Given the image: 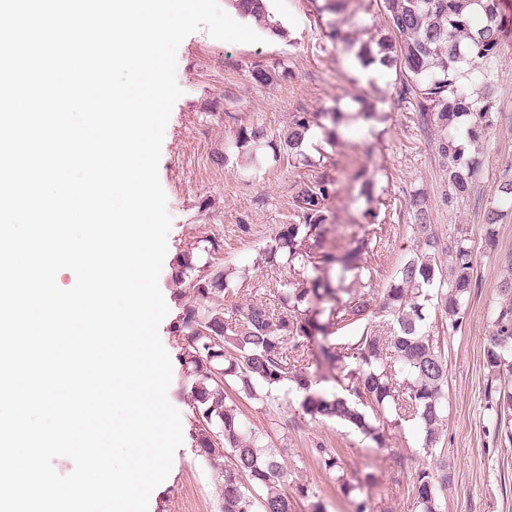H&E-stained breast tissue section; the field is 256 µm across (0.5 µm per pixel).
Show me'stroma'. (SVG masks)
I'll use <instances>...</instances> for the list:
<instances>
[{"label":"stroma","instance_id":"stroma-1","mask_svg":"<svg viewBox=\"0 0 512 512\" xmlns=\"http://www.w3.org/2000/svg\"><path fill=\"white\" fill-rule=\"evenodd\" d=\"M270 8L284 36L269 37L264 44L228 43L201 29L178 48L176 78L183 94L172 109L159 165L172 217L168 250L175 253L201 239H219L224 245L221 264L248 273L240 302H272L279 283L258 268V252L279 225L293 221L289 201L296 181L317 170L291 167L269 149L257 166L234 159L224 165L221 156L239 127L276 139L296 113L333 105L349 109L355 98L380 97L379 108L386 115L380 132L370 133L354 123L341 128L335 141L318 136L308 150L312 159H323L336 179L326 242L347 245L367 228L362 205L355 200L357 190L350 183L358 172L374 179L382 191L377 205L382 241L373 258L374 290L386 288L399 265L417 250L405 193L424 192L441 241H450L457 229H467L475 249L477 286L463 324L443 332L447 420L438 446L453 475L446 512H512V447L501 444L490 398L491 390L512 386V376H493L484 359L493 311L500 302L497 285L506 274L500 259L512 252V217L500 224L495 249H487L481 240L484 208L497 199L498 171L512 161V45L502 54L495 86L502 119L480 147L475 193L451 206L445 200L448 175L431 136L397 100L395 71L377 83L365 80L341 44L326 37V27L308 0H270ZM256 61L284 67L287 75L256 85L248 77ZM159 286L169 308L159 326L162 344L173 360L168 400L181 415L183 443L168 478L152 492L148 512H220L223 484L197 456L192 440L184 369L173 334L182 308L174 300L178 284L170 266H163ZM242 410L251 431L282 449L288 491L304 487L312 500L323 503L325 512H412V478L430 462L416 421L402 419L389 427L387 445L380 448L342 422L304 415L293 394L275 402L246 401ZM324 451L335 456L337 470L323 467Z\"/></svg>","mask_w":512,"mask_h":512}]
</instances>
